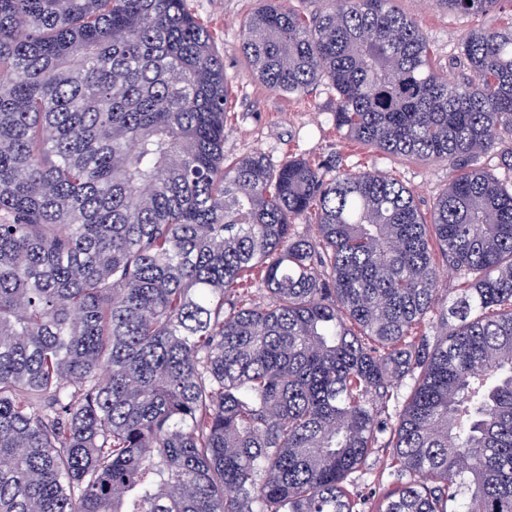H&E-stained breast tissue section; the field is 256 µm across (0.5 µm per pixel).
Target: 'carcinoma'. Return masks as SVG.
Wrapping results in <instances>:
<instances>
[{"instance_id":"obj_1","label":"carcinoma","mask_w":512,"mask_h":512,"mask_svg":"<svg viewBox=\"0 0 512 512\" xmlns=\"http://www.w3.org/2000/svg\"><path fill=\"white\" fill-rule=\"evenodd\" d=\"M327 2L265 0L249 74L448 163L428 218L376 169L225 158L186 0H0V512H512V184L475 166L512 136V13L451 81L391 0ZM388 458V451L386 450L376 452L371 455V461L376 460L371 470L360 476L356 480L354 490H358L361 494L374 496V499L383 496V494L391 488V480L388 476V469L386 460Z\"/></svg>"}]
</instances>
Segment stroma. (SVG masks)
<instances>
[{
	"label": "stroma",
	"mask_w": 512,
	"mask_h": 512,
	"mask_svg": "<svg viewBox=\"0 0 512 512\" xmlns=\"http://www.w3.org/2000/svg\"><path fill=\"white\" fill-rule=\"evenodd\" d=\"M186 4L211 31L214 49L224 61L230 88L224 114L226 156L260 151L276 161L298 157L318 165L334 159L343 172L377 168L399 180L414 194L422 212H429L448 181L444 163L389 157L345 139L334 124L336 93L327 85H316L308 94L297 96L270 91L250 77L238 44L242 23L261 0H186ZM392 5L419 22L435 61L446 67L453 80L460 75L450 66L460 37L493 21L489 15L448 12L434 0H392Z\"/></svg>",
	"instance_id": "stroma-1"
}]
</instances>
